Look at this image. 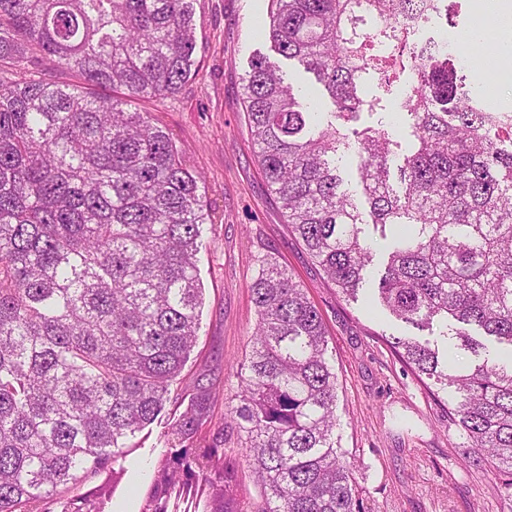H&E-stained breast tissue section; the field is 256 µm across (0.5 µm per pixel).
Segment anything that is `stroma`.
Masks as SVG:
<instances>
[{
	"mask_svg": "<svg viewBox=\"0 0 512 512\" xmlns=\"http://www.w3.org/2000/svg\"><path fill=\"white\" fill-rule=\"evenodd\" d=\"M268 0H194V79L175 94L139 101L173 138L187 164L204 179L211 224L199 274L204 288L197 347L182 372L184 382L203 375L222 388L212 401L205 434L225 423L228 397L237 388V365L251 347L257 322L250 285L263 258L272 256L306 289L320 310L338 376L336 433L354 464L355 492L364 512H512V495L487 464L469 463L460 426L387 344L413 330L382 309H368L385 271L387 254L375 248L356 299H344L323 280L302 243L288 232L256 157L243 102V76L253 56L279 66L286 81L316 112L332 106L313 76L280 57L258 28ZM448 15L424 24L420 38L452 44L476 24L473 0H447ZM472 92L500 111H512V81L491 71L480 45L466 53ZM407 78L372 86L378 105L358 124H395L393 164L411 148L399 104Z\"/></svg>",
	"mask_w": 512,
	"mask_h": 512,
	"instance_id": "35a3bbf8",
	"label": "stroma"
}]
</instances>
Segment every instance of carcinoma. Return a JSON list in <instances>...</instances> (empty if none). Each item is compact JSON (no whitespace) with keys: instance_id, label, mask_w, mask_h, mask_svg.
Listing matches in <instances>:
<instances>
[{"instance_id":"obj_1","label":"carcinoma","mask_w":512,"mask_h":512,"mask_svg":"<svg viewBox=\"0 0 512 512\" xmlns=\"http://www.w3.org/2000/svg\"><path fill=\"white\" fill-rule=\"evenodd\" d=\"M269 4L275 50L334 107L312 121L274 65L250 60L244 107L288 231L349 299L374 239L388 242L380 305L443 343L391 348L511 491L512 122L489 123L442 45L412 40L401 19L428 21L430 0ZM195 47L193 0H0V512H111L137 434L168 403L138 512H170L176 486L203 491L201 512H233L224 430L199 442L217 380L174 386L200 332L203 181L136 107L196 75ZM406 72L413 143L396 186L392 132L353 123L374 107L367 80ZM352 148L368 221L336 165ZM250 288L253 346L226 427L246 436L258 512H362L322 315L273 257Z\"/></svg>"}]
</instances>
